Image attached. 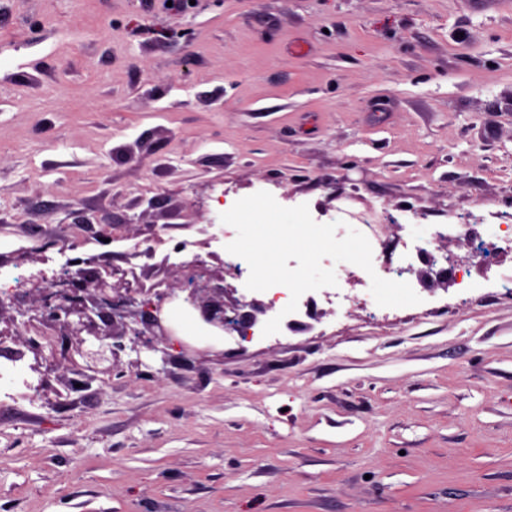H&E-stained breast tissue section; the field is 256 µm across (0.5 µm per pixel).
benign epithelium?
I'll return each mask as SVG.
<instances>
[{"mask_svg": "<svg viewBox=\"0 0 512 512\" xmlns=\"http://www.w3.org/2000/svg\"><path fill=\"white\" fill-rule=\"evenodd\" d=\"M181 273L178 294L129 285L121 290L100 279L94 284L91 304L87 303V289L69 276L61 280L62 287L45 289L36 305L20 308L18 314L23 317L21 324L25 330H32L38 336L50 333L61 337L70 347L69 361L89 383L100 374L112 373L122 353L129 349L139 355L144 350H158V344L162 343L178 347L183 354L193 351L189 344L174 338L171 318L162 315L165 304L174 298L179 310L199 315L214 332H234L242 341L251 339L258 315L265 313L270 304L235 298L237 289L222 285L224 275L241 274L239 267L228 265L223 274L208 275L200 263L181 266ZM246 307L251 312L240 313ZM104 313L112 325L121 326L120 331L105 330L97 324L96 318ZM128 318L142 324L144 329L129 326Z\"/></svg>", "mask_w": 512, "mask_h": 512, "instance_id": "benign-epithelium-1", "label": "benign epithelium"}]
</instances>
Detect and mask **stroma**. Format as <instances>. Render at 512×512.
<instances>
[{
	"instance_id": "obj_1",
	"label": "stroma",
	"mask_w": 512,
	"mask_h": 512,
	"mask_svg": "<svg viewBox=\"0 0 512 512\" xmlns=\"http://www.w3.org/2000/svg\"><path fill=\"white\" fill-rule=\"evenodd\" d=\"M378 223L512 225V0H0V265L37 300L57 250L92 281L179 288L221 195ZM433 251L472 288L306 329L52 361L0 395V512H512V253Z\"/></svg>"
}]
</instances>
